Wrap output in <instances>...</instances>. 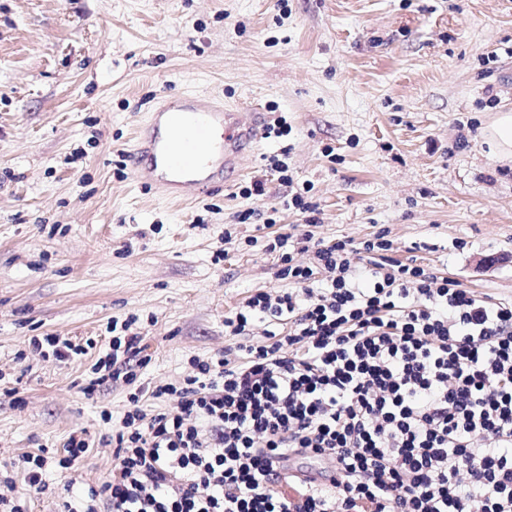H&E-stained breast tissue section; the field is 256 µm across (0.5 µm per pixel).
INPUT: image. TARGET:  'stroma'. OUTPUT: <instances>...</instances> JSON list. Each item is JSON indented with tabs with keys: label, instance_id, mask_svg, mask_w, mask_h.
<instances>
[{
	"label": "stroma",
	"instance_id": "obj_1",
	"mask_svg": "<svg viewBox=\"0 0 512 512\" xmlns=\"http://www.w3.org/2000/svg\"><path fill=\"white\" fill-rule=\"evenodd\" d=\"M163 94L272 111L290 132L223 190L171 204L117 173ZM504 106L512 0H0V373L18 389L0 386V467L19 484L23 456L94 442L26 512L112 476L102 414L120 419L132 391L85 396L94 356L45 358L30 338L99 342L136 317L152 386L233 349L225 316L287 288L267 246L306 220L264 156L288 149L310 184L314 241L383 230L394 260L512 302V163L483 137ZM261 177L265 196L240 197Z\"/></svg>",
	"mask_w": 512,
	"mask_h": 512
}]
</instances>
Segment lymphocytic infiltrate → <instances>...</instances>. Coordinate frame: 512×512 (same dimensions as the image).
<instances>
[{
    "label": "lymphocytic infiltrate",
    "instance_id": "obj_1",
    "mask_svg": "<svg viewBox=\"0 0 512 512\" xmlns=\"http://www.w3.org/2000/svg\"><path fill=\"white\" fill-rule=\"evenodd\" d=\"M303 243L307 265L293 261ZM274 247L292 290L225 317L236 357L193 359L179 384L131 394L108 439L115 474L65 512H512V303L394 261L382 231L363 266L308 231ZM144 340L123 321L85 394L136 380ZM171 395L178 412L145 416L144 397ZM92 446L75 432L66 457H23L0 512H23Z\"/></svg>",
    "mask_w": 512,
    "mask_h": 512
}]
</instances>
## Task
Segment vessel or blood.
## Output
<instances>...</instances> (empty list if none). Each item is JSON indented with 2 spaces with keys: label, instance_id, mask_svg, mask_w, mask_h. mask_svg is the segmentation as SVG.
<instances>
[{
  "label": "vessel or blood",
  "instance_id": "1",
  "mask_svg": "<svg viewBox=\"0 0 512 512\" xmlns=\"http://www.w3.org/2000/svg\"><path fill=\"white\" fill-rule=\"evenodd\" d=\"M264 128L259 112H228L210 97L169 98L138 130L129 152L131 173L174 200L191 189H220L225 168L254 150Z\"/></svg>",
  "mask_w": 512,
  "mask_h": 512
}]
</instances>
